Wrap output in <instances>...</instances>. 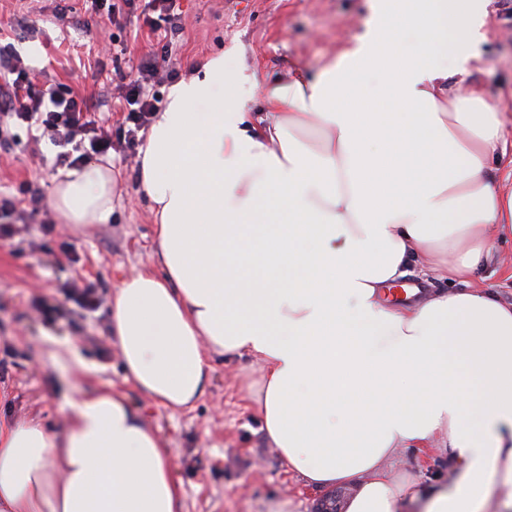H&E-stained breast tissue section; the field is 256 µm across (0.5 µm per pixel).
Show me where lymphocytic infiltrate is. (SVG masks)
Here are the masks:
<instances>
[{
    "mask_svg": "<svg viewBox=\"0 0 512 512\" xmlns=\"http://www.w3.org/2000/svg\"><path fill=\"white\" fill-rule=\"evenodd\" d=\"M177 0H150L156 18L150 26L160 45L159 52L141 57L135 73L121 87L127 104L128 138L157 111L155 85L178 79L179 72L163 68L160 55L168 54L172 38L182 30V17L176 13ZM95 106L91 95H77L62 84H52L44 74L34 73L11 46H0V116L24 123H36L38 131L60 152L57 164L76 166L90 155H102L112 147V131L88 117Z\"/></svg>",
    "mask_w": 512,
    "mask_h": 512,
    "instance_id": "lymphocytic-infiltrate-1",
    "label": "lymphocytic infiltrate"
}]
</instances>
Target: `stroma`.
Returning <instances> with one entry per match:
<instances>
[{
	"label": "stroma",
	"instance_id": "1",
	"mask_svg": "<svg viewBox=\"0 0 512 512\" xmlns=\"http://www.w3.org/2000/svg\"><path fill=\"white\" fill-rule=\"evenodd\" d=\"M67 15H59L58 4ZM183 32L172 63L181 78L194 76L216 55L240 62L258 85L288 80L295 72L316 76L326 61L362 31L367 0H179ZM15 0H0V41L14 42L34 69H48L74 92L95 94L96 122L113 135L125 126L112 99L116 85L134 72L142 55L155 51L156 36L142 12L108 20L85 14L82 0H40L27 17L32 39L15 40ZM486 23L467 82L479 85L502 111L512 113V0H483ZM9 149H0V191L38 188L39 208L24 205L25 221L0 241V420L40 417L62 428L70 383L82 390L123 396L168 448L182 492L181 512H316L327 491L307 485L288 468L261 429L252 395L262 381L251 358L212 356L203 394L174 411L146 397L127 374L109 331L112 293L127 277L157 266L156 229L136 176L139 152L117 146L113 169L121 175L120 198L109 223L77 230L56 222L51 189L59 175L57 147L40 146L34 162L25 124L9 126ZM484 287L512 302V236L494 239ZM92 286L94 311L69 297L72 283ZM397 469L445 480L447 453L404 448Z\"/></svg>",
	"mask_w": 512,
	"mask_h": 512
}]
</instances>
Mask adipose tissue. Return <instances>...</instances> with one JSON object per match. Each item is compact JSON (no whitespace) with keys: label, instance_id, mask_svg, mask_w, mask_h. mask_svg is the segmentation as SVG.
<instances>
[{"label":"adipose tissue","instance_id":"adipose-tissue-1","mask_svg":"<svg viewBox=\"0 0 512 512\" xmlns=\"http://www.w3.org/2000/svg\"><path fill=\"white\" fill-rule=\"evenodd\" d=\"M364 30L311 80L257 87L224 56L173 84L139 150L160 272L112 296L110 326L137 387L177 409L208 356L263 365L257 411L279 455L344 512H512V304L476 275L491 229L512 232L506 115L449 90L480 37L479 0H369ZM313 129L318 141L299 138ZM118 174L67 169L60 223L104 224ZM450 289L386 304L413 260ZM63 429L0 424V512H181L167 449L125 400L68 399ZM435 444L448 482L399 473Z\"/></svg>","mask_w":512,"mask_h":512}]
</instances>
